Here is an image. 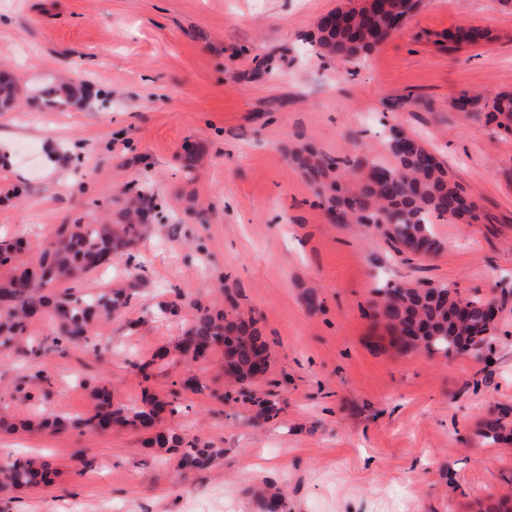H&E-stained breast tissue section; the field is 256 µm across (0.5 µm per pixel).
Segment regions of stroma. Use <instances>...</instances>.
Wrapping results in <instances>:
<instances>
[{
    "mask_svg": "<svg viewBox=\"0 0 512 512\" xmlns=\"http://www.w3.org/2000/svg\"><path fill=\"white\" fill-rule=\"evenodd\" d=\"M365 0H0V70L23 96L60 75L88 91L62 105L0 114V237L31 251L57 225L109 212L127 183L165 202L161 222L83 291L140 278L123 314L98 322L101 355L52 346L53 321L28 330L37 353L0 349V461L41 457L52 481L0 493V512H258L252 490L288 489V512H481L512 492V441L487 443L481 422L512 408V136L461 117L462 92L512 91V7L500 0H423L403 29L352 70L303 42L329 11ZM485 39L449 48L468 27ZM272 59L270 80L252 79ZM422 138L476 203V224L443 223L429 257L398 253L360 224H333L289 159L313 145L358 162L382 157L390 126ZM200 147L191 172L182 156ZM205 210L198 221L196 210ZM426 280L499 308L481 356L394 352L374 291ZM315 289L320 307L304 296ZM180 298L179 316L158 313ZM235 305L270 353L255 385L280 414L252 426L250 404L225 398L224 351L137 370L192 315L191 302ZM198 375L202 392L181 379ZM130 407L165 401L161 427L209 444V468L181 471L145 434L27 432L35 415L92 412L91 390ZM92 469H84V461Z\"/></svg>",
    "mask_w": 512,
    "mask_h": 512,
    "instance_id": "1",
    "label": "stroma"
}]
</instances>
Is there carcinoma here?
Instances as JSON below:
<instances>
[{
  "label": "carcinoma",
  "mask_w": 512,
  "mask_h": 512,
  "mask_svg": "<svg viewBox=\"0 0 512 512\" xmlns=\"http://www.w3.org/2000/svg\"><path fill=\"white\" fill-rule=\"evenodd\" d=\"M419 4L420 0H369L359 8H338L322 15L305 41L322 62L349 70L361 56L399 31L397 22L407 21ZM482 37V30L471 27L450 32L444 39L456 46ZM20 97L16 78L1 72L0 112L17 109ZM30 101L36 106H80L85 95L82 87L59 81L43 87ZM454 108L465 117H482L512 135V93L488 97L465 92L454 101ZM385 150L387 157L357 164L362 170L358 178L348 176L347 162L309 145L291 151L290 161L313 185L336 223L362 224L398 251L430 256L440 248L431 229L434 222L470 224L480 219L475 202L420 139L392 126L385 134ZM115 203L117 209L98 224L77 220L59 225L34 258L27 255L21 241L0 240V267L11 270L7 277H0L1 349L26 353L29 322L50 311L57 347L81 344L97 350L90 343L92 328L99 321L114 319L133 298V288L120 285L83 295L70 291L55 295L47 288L55 283L78 285L98 269L111 266L116 258L135 259V249L149 227L145 213L161 208L158 194L149 187L126 185ZM374 306L392 333L391 347L401 353L422 349L443 357L466 354L487 342L495 329L490 301L478 296L463 298L444 284L388 285L376 290ZM191 309L182 336L138 365L143 379H150L158 359L196 361L211 348L222 346L224 377L237 387L239 396H250L247 387L269 366L266 343L255 321L241 315L230 317L224 308L199 301ZM95 396L97 405L86 417L48 416L26 427L101 432L118 425L150 434L148 443L154 448L181 450L183 468H201L211 459V446L159 427L165 402L148 397L138 407H115L104 386L96 389ZM481 436L492 444L511 439L512 410L500 409L488 417ZM49 476L47 462L18 459L0 469V491L46 483ZM257 497L262 512H284L285 495L276 486L257 490Z\"/></svg>",
  "instance_id": "1"
}]
</instances>
